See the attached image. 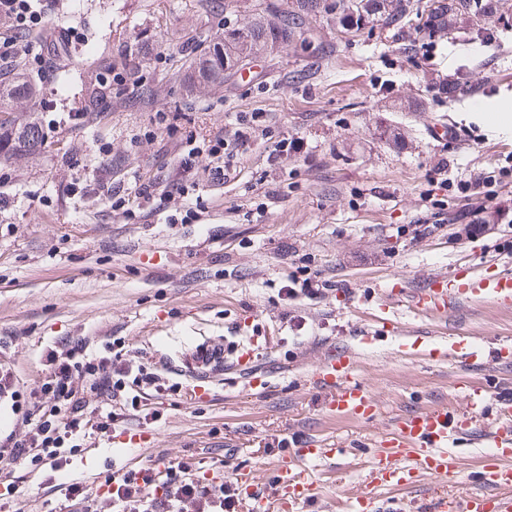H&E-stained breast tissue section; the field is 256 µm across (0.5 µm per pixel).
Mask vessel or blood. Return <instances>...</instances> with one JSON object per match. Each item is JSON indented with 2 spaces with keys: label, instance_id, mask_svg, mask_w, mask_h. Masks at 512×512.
I'll return each instance as SVG.
<instances>
[{
  "label": "vessel or blood",
  "instance_id": "vessel-or-blood-1",
  "mask_svg": "<svg viewBox=\"0 0 512 512\" xmlns=\"http://www.w3.org/2000/svg\"><path fill=\"white\" fill-rule=\"evenodd\" d=\"M458 284L438 277L414 289L412 308L427 316H446L459 301L471 304L512 305V271L497 274L465 263L455 271ZM357 365L355 355L334 351L323 358L313 382L328 392L326 410L334 418L370 419L378 414L377 405L364 386L352 382ZM477 439L491 451L492 469L479 473L481 483L495 489L493 501L478 497L457 499L437 495L429 512H512V400L494 399L489 387L471 386L465 411L448 412L431 406L397 417L375 441V451L368 466V480L373 489L390 490L413 484L430 476L447 479L459 471L453 449L458 443ZM323 449L303 443L272 460L269 473L278 493L268 498L255 492L257 475L253 468L243 467L232 476L233 481L250 498V512H293L318 494L304 465L322 457Z\"/></svg>",
  "mask_w": 512,
  "mask_h": 512
}]
</instances>
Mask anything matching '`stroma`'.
Instances as JSON below:
<instances>
[{
  "mask_svg": "<svg viewBox=\"0 0 512 512\" xmlns=\"http://www.w3.org/2000/svg\"><path fill=\"white\" fill-rule=\"evenodd\" d=\"M425 2L409 0L399 25L358 32L312 13L308 29L337 47L313 79L292 80L312 59L279 45L252 59L249 77L225 71L211 94L189 98L186 45L207 53L286 0H39L42 23L19 43L14 65L42 92L44 144L0 163V334L11 337L6 354L24 381L40 380L59 336L111 334L174 369L199 344L237 345L223 372L195 380L193 398L169 397L154 421L125 410L118 422L198 459L224 448L225 475L254 468L267 495L264 464L283 454L276 440L333 444L311 464L324 494L300 512H336L337 496L365 491L373 441L392 418L431 405L465 409L464 385L487 380L497 398L512 399V364L492 369L484 358L512 345V307L466 303L435 321L384 303L385 292L422 287L466 262L512 266V191L495 187L512 168V54L499 49L512 42V0H498L487 30L467 23L454 41L433 45L418 32ZM129 46L150 66L113 67L120 99L97 120L77 117L91 62ZM474 59L498 97L439 92ZM142 84L153 93L146 105ZM489 107L503 111L506 135L487 126ZM173 111L201 141L219 131L232 138L239 113H262L264 135L224 183L204 166L192 170L204 200L198 220L113 209L98 182L176 175L179 138L146 136L157 113ZM443 121L466 134L468 148L431 137ZM285 136L303 148L271 167L268 153ZM476 182L483 193L467 196ZM301 270L323 284L321 295H285ZM465 336L478 354L461 365L446 353ZM339 349L359 360L353 379L376 400L375 419L328 416L311 385ZM455 453L457 477L424 478L397 498L438 487L458 499L493 496L478 478L485 448L468 441Z\"/></svg>",
  "mask_w": 512,
  "mask_h": 512,
  "instance_id": "stroma-1",
  "label": "stroma"
}]
</instances>
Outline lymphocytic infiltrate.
Instances as JSON below:
<instances>
[{
    "mask_svg": "<svg viewBox=\"0 0 512 512\" xmlns=\"http://www.w3.org/2000/svg\"><path fill=\"white\" fill-rule=\"evenodd\" d=\"M1 15L13 24L12 29L0 31V63L6 64L16 51L19 29L26 21H40L41 16L32 0H0ZM179 119V113H162L155 124L168 136H180V170H192L204 156L216 179L224 178L259 130L258 115H240L233 139L219 132L202 148L194 135H180ZM111 193L112 205L118 209L140 199L161 209L189 190L176 179L163 184L158 178L138 175L132 184L112 186ZM8 345V338L0 336V403H9L13 414L10 428L0 429V463L36 475L68 466L91 435L115 432L113 405L138 412L145 398L180 394L183 376L201 379L224 369L220 349L196 347L181 370L174 372L129 358L122 338L67 336L49 347L41 380L28 388L15 362L2 355ZM91 391L101 397L99 406L90 404L87 394ZM209 468L210 475H201L193 460L164 452L100 480L72 481L64 488L63 508L65 512H239L247 494L225 479L223 455L213 456Z\"/></svg>",
    "mask_w": 512,
    "mask_h": 512,
    "instance_id": "1",
    "label": "lymphocytic infiltrate"
}]
</instances>
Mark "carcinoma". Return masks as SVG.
I'll list each match as a JSON object with an SVG mask.
<instances>
[{
	"instance_id": "carcinoma-1",
	"label": "carcinoma",
	"mask_w": 512,
	"mask_h": 512,
	"mask_svg": "<svg viewBox=\"0 0 512 512\" xmlns=\"http://www.w3.org/2000/svg\"><path fill=\"white\" fill-rule=\"evenodd\" d=\"M401 6L402 0H332L330 4L322 0H288L286 8L277 10L272 21L248 25L241 32L231 33L223 54L200 59L198 76L189 79L185 91L196 97L209 92L220 83L225 70L267 50L270 45L297 43L303 51L312 48L325 57L332 56V46L307 35L305 15L312 11L321 9L339 26L359 30L374 21L400 22L405 14ZM492 8V0H431L423 34L451 39L456 34L459 15L470 14L478 25ZM110 101L112 86L99 78L85 94L81 109L93 117ZM39 104L40 90L27 83L16 85L6 94L0 92V160L27 155L42 145L38 126L26 118V113L37 111Z\"/></svg>"
}]
</instances>
